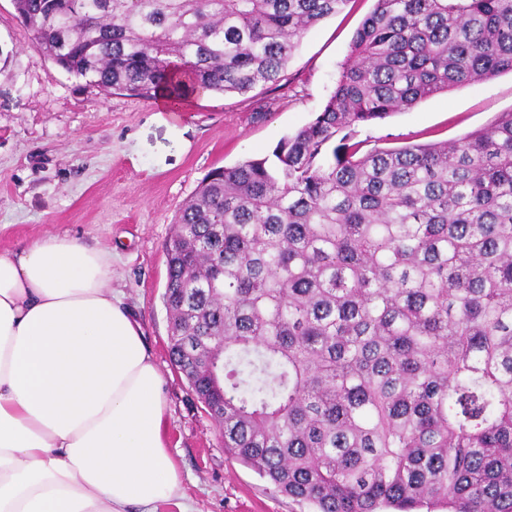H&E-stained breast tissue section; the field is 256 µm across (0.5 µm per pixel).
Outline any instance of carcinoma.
Masks as SVG:
<instances>
[{
	"label": "carcinoma",
	"instance_id": "1",
	"mask_svg": "<svg viewBox=\"0 0 512 512\" xmlns=\"http://www.w3.org/2000/svg\"><path fill=\"white\" fill-rule=\"evenodd\" d=\"M350 0H13L104 92L275 83ZM512 72V0H375L336 86L211 170L164 244L169 358L224 451L315 512H512V111L361 152L359 129Z\"/></svg>",
	"mask_w": 512,
	"mask_h": 512
}]
</instances>
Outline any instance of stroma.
Returning <instances> with one entry per match:
<instances>
[{
    "label": "stroma",
    "mask_w": 512,
    "mask_h": 512,
    "mask_svg": "<svg viewBox=\"0 0 512 512\" xmlns=\"http://www.w3.org/2000/svg\"><path fill=\"white\" fill-rule=\"evenodd\" d=\"M374 0H350L315 26L279 82L245 96L205 94L172 115L67 74L0 0V252L68 234L112 255V288L141 324L164 379L165 433L192 512H313L224 450L220 431L168 356L163 245L213 168L266 155L321 112ZM512 110V73L363 128L366 148L456 139Z\"/></svg>",
    "instance_id": "1"
}]
</instances>
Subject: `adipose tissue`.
Wrapping results in <instances>:
<instances>
[{"label":"adipose tissue","mask_w":512,"mask_h":512,"mask_svg":"<svg viewBox=\"0 0 512 512\" xmlns=\"http://www.w3.org/2000/svg\"><path fill=\"white\" fill-rule=\"evenodd\" d=\"M111 281L69 235L0 253V512H190L163 378Z\"/></svg>","instance_id":"obj_1"}]
</instances>
